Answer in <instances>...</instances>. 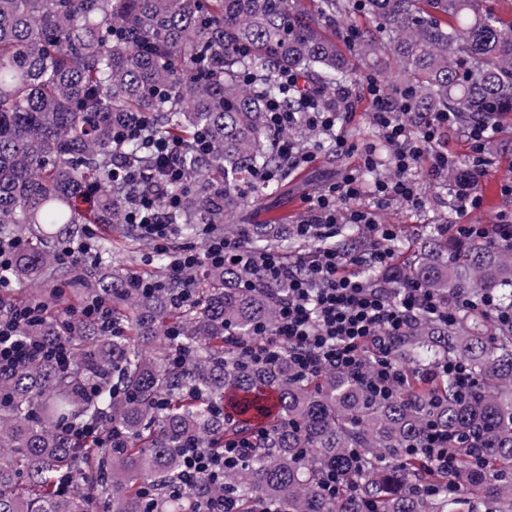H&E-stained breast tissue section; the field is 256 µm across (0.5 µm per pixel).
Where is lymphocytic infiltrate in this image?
<instances>
[{"instance_id":"f902f5d3","label":"lymphocytic infiltrate","mask_w":512,"mask_h":512,"mask_svg":"<svg viewBox=\"0 0 512 512\" xmlns=\"http://www.w3.org/2000/svg\"><path fill=\"white\" fill-rule=\"evenodd\" d=\"M278 78L282 95L266 102V128L274 152L287 160L289 167H297L311 157L300 143L283 136L286 129L296 126L332 136L337 153L357 155L360 168L380 165L373 147H357L337 133L336 124L343 115L321 106V91L307 90L301 77L291 71H281ZM366 91L376 105L373 123L392 149L388 161L393 177L374 184L373 196L378 205L395 200L415 209L424 207L412 173L426 150L431 153L429 177L437 178L453 170L452 158L440 150L439 143L449 129L461 126L466 130L473 165L470 175L449 188V204L457 213L479 208L481 199L476 186L486 172L488 126L479 120L464 125L456 113L438 112L411 127L399 118V103L389 99L376 80H368ZM361 194L362 185L351 170L341 181L310 198L306 218L292 228L293 236L309 243L310 248L290 257L277 250L250 251L244 237L216 231L210 224L199 229L200 246L176 244L174 227L164 220L166 210L177 208L180 203L175 196L162 199L153 192L143 193L126 210L125 221L150 242L155 252L169 255L174 276L183 281L182 288L172 295L175 304L183 305L196 297L199 280L194 272L203 266H243L250 273L244 282L248 288L258 284L283 286L285 294L276 325H257L254 340L240 345L250 358L265 360L286 345L292 350V362L299 375L306 377L327 367L354 372L369 397L387 399L407 380L406 369L394 357L397 337L422 315L448 321L453 308L415 280L405 279L398 287L389 288L363 275L367 266L386 272L393 268L394 253L389 243L397 238L398 227L377 223L372 211L349 208V201ZM344 224L358 227L362 245L336 248L333 239ZM41 311V306L19 301L0 305V374L36 360H50L62 367L70 365V351L65 344L20 337L22 325ZM365 362L370 369L363 374L359 368ZM248 446L245 440L227 442L219 456L197 447L185 449L182 485H191L203 476L219 478L236 470Z\"/></svg>"}]
</instances>
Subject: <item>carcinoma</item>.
Listing matches in <instances>:
<instances>
[{
  "instance_id": "carcinoma-1",
  "label": "carcinoma",
  "mask_w": 512,
  "mask_h": 512,
  "mask_svg": "<svg viewBox=\"0 0 512 512\" xmlns=\"http://www.w3.org/2000/svg\"><path fill=\"white\" fill-rule=\"evenodd\" d=\"M315 2L309 12L303 0H0V242H20L6 276L30 288L24 301L59 306L20 335L63 338L72 350L69 368L42 360L0 376V512H213L224 497L237 512H512V320H502L512 312V242L450 240L435 228L408 256L393 243L399 271L435 296H489L495 308L464 309L446 324L420 318L396 341L411 375L387 401L334 369L294 375L286 347L256 362L229 342L252 339L258 322L274 326L284 288H245L247 272L228 264L176 306V279L152 297L130 286L147 244L117 248L109 232L84 246L87 226L124 223L159 180L160 142L179 146L185 171L167 187L181 200L167 223L187 236L200 224L231 226L244 187L273 190L251 173L288 168L265 130L280 71L349 109L353 76L338 33L381 64L379 80L393 65V96L413 112L466 121L512 112V21L486 0ZM355 12L370 27H355ZM132 125L140 134L127 138ZM285 232L260 224L247 245L286 251ZM118 249L127 264L114 262ZM98 295L111 298L117 336L76 312ZM171 328L177 337L155 345ZM175 349L187 357L181 370L170 364ZM454 358L477 381L463 399L452 378L422 377ZM266 390L278 412L257 425ZM92 422L100 448L68 431ZM430 425L464 440L450 475L407 454ZM258 431L223 481L168 493L186 445L220 454ZM330 468L350 485L334 502L318 491Z\"/></svg>"
}]
</instances>
